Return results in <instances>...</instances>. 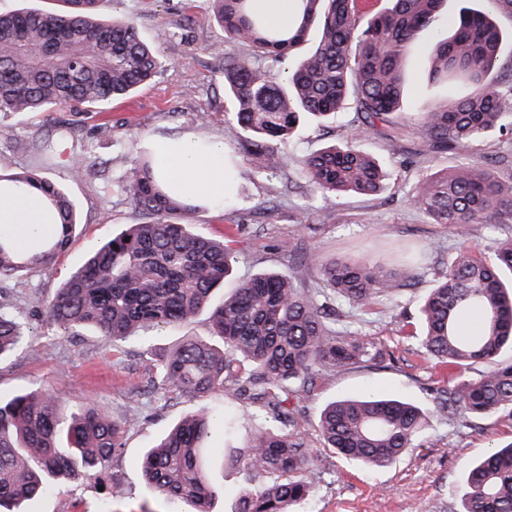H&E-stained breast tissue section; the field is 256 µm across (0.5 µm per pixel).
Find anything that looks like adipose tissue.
Returning <instances> with one entry per match:
<instances>
[{
  "label": "adipose tissue",
  "instance_id": "obj_1",
  "mask_svg": "<svg viewBox=\"0 0 512 512\" xmlns=\"http://www.w3.org/2000/svg\"><path fill=\"white\" fill-rule=\"evenodd\" d=\"M157 162L170 189L181 197L200 202L223 198V144L169 142L158 146ZM58 222L38 191L27 186L0 190V231L19 248H26L34 233L52 234Z\"/></svg>",
  "mask_w": 512,
  "mask_h": 512
}]
</instances>
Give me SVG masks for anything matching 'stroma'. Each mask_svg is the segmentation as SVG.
Returning <instances> with one entry per match:
<instances>
[{
	"label": "stroma",
	"mask_w": 512,
	"mask_h": 512,
	"mask_svg": "<svg viewBox=\"0 0 512 512\" xmlns=\"http://www.w3.org/2000/svg\"><path fill=\"white\" fill-rule=\"evenodd\" d=\"M100 13L107 19L136 16L142 38L166 66L130 98L113 102L103 116L79 108L0 114V156L15 169L31 168L32 156L11 150L12 137L43 134L62 121L75 130V149L90 158V171L80 179L72 177L64 162L42 171L68 191L79 223L67 251L49 271L29 272L11 281V305L29 337L0 361V395L43 385L60 404L94 405L124 422L125 429L121 448L102 469L56 481L50 493L25 503L24 512H170L169 503L148 490L141 460L194 401L179 394L147 392L145 383L155 367L144 349L164 350L187 337L219 344L210 321L212 307L221 304L240 280L295 267L296 256L289 247L299 240L309 253L368 260L386 259L406 246L431 247L414 272L415 287L395 301L378 302L359 317L358 328L383 350L382 360L324 374L315 395L300 403L297 415L312 432L327 402L371 392L429 409L431 426L418 447L381 469L314 448L321 478L300 512H460L468 468L495 444L512 441V423L492 416L464 428L441 418L433 390L457 373L424 361L419 352L421 299L433 283L434 268L446 263L460 243L454 227L432 223L412 199L419 180L447 171L459 159L432 152L419 130L422 113L448 97L447 88L429 78L427 41H420L404 62L408 94L398 116L403 134L396 139L377 134L361 143L364 151L388 161L384 189L374 196L344 194L327 203L307 190L298 161L354 135L360 123L357 112L346 109L333 122H301L280 147L282 166L270 175L255 172L225 119L233 106L222 74L225 54L245 56L248 47L225 44L217 23L190 13L186 0H103ZM183 137L223 142L225 156L235 163L227 175L223 201L204 204L186 217L194 231L233 249L237 261L231 275L215 290L209 308L187 326L153 330L144 341L131 337L114 342L93 330L60 338L47 320V301L89 254L127 225L145 220L116 190V182L138 152ZM300 211L310 226L302 239L294 222Z\"/></svg>",
	"instance_id": "obj_1"
}]
</instances>
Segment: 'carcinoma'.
Returning <instances> with one entry per match:
<instances>
[{
	"instance_id": "obj_1",
	"label": "carcinoma",
	"mask_w": 512,
	"mask_h": 512,
	"mask_svg": "<svg viewBox=\"0 0 512 512\" xmlns=\"http://www.w3.org/2000/svg\"><path fill=\"white\" fill-rule=\"evenodd\" d=\"M63 2L62 12H0V114L76 105L104 114L162 70L135 18L103 19L101 0ZM388 2L362 21L356 0H297L293 24L282 29L269 25L253 0H207L206 15L223 30L224 42L248 46L275 63L288 59L311 30L319 32L314 49L295 61L280 84L256 62L224 56V91L233 102L226 117L244 137L252 167L277 169L279 144L303 117L334 120L352 100L362 117L358 131L299 164L309 190L327 202L346 193L380 192L386 166L359 143L381 129L401 134L395 114L406 94L402 60L424 33L431 40L432 81L447 85L449 96L423 113L421 131L429 146L461 154L502 127L512 112V64L501 68L504 34L497 13L512 16V0H485V10L462 6L448 17L446 29L439 23L445 0ZM72 136V127L61 123L34 144L15 141L14 148L33 152L30 169L17 171L0 161L1 183L37 189L61 220L55 235L36 236L24 252L0 233V282L50 269L71 240L74 205L38 167L65 157L73 177L85 176L88 158L66 155ZM119 188L147 221L107 241L47 302L46 313L62 337L91 327L117 341L150 327L187 325L231 274L230 249L183 221L200 204L164 186L153 156L134 159ZM413 200L434 223L452 225L462 235L473 224L497 233L512 222V158L460 163L424 180ZM304 266L316 269L323 287H299L296 271H269L225 298L212 315L221 345L186 339L166 352L146 349L166 392L201 399L221 390L252 406L201 404L145 453L146 483L178 506L174 512H211L219 488L210 478L209 455L248 475L239 512H296L320 479L309 455L314 440L288 405L311 397L324 373L383 357L370 337L332 321L333 304L365 312L405 291L407 279L386 262L323 260L309 253ZM421 314L423 356L455 369L486 365L480 375L441 389L436 407L446 416L498 414L512 422V358H503L512 352V236L493 239L490 259L468 243L458 246L434 272ZM23 339L22 323L0 301V359ZM272 416L279 427L265 426ZM244 422L251 428L246 444H229ZM428 423V410L415 403L363 395L327 403L316 432L334 453L383 468L416 447ZM121 434L108 412H72L43 387L0 399V512H21L23 502L52 489L51 479L97 467L120 448ZM466 484L461 512H512V442L474 465Z\"/></svg>"
}]
</instances>
